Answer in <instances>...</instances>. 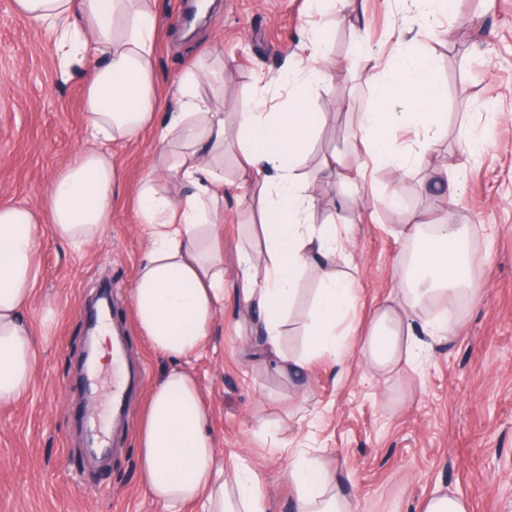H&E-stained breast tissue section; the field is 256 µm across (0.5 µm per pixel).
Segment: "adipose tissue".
<instances>
[{"mask_svg": "<svg viewBox=\"0 0 512 512\" xmlns=\"http://www.w3.org/2000/svg\"><path fill=\"white\" fill-rule=\"evenodd\" d=\"M17 12L53 29L62 65L94 60L84 87L87 149L52 178L44 206H0V404L22 399L38 369L37 345L23 313L37 297V234L40 225L75 247L91 243L112 221L115 189L122 174L104 143L130 140L159 127L161 139L175 138L182 153L163 155L140 181L139 224L147 251L132 288L136 324L159 353L183 358L206 342L224 304V255L218 226L224 184L214 173L226 143L243 161L242 180L253 187L248 208L258 215L257 239L265 256L239 255L236 297L257 313V354L294 376L327 356L345 367L351 355L366 366L390 372L400 361L418 365L423 341L414 324L418 307L442 304L430 324L439 335L454 326L451 304L473 293L470 278L471 229L465 224L406 225L414 244L400 287L371 314L358 343H350V313L356 301L351 273L333 269L328 259L344 255L348 229L314 221L316 188L345 177L340 160L323 156L312 176L300 168L306 145L317 131L312 112L314 86L329 72L321 36L309 38L305 66L285 70L287 102L267 109L249 107L226 124L223 102L205 98L200 87L208 73L189 72L178 90L176 111L157 120L161 90L155 78L158 18L153 0H15ZM447 97L429 56L402 53L386 68L369 111L361 113L353 140L356 158L408 176L415 161L433 150L442 125L437 111ZM418 129L401 152L388 146L390 132L402 125ZM179 186L160 190L161 179ZM319 286L309 308L303 349L286 353L282 328L308 270ZM285 478L296 493V512H353L336 491L333 472L309 450L286 449ZM138 469L143 485L166 512L193 503L201 512H265L259 475L237 454L217 452L200 389L184 369L171 368L151 388L138 438Z\"/></svg>", "mask_w": 512, "mask_h": 512, "instance_id": "1", "label": "adipose tissue"}]
</instances>
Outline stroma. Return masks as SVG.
I'll list each match as a JSON object with an SVG mask.
<instances>
[{
	"mask_svg": "<svg viewBox=\"0 0 512 512\" xmlns=\"http://www.w3.org/2000/svg\"><path fill=\"white\" fill-rule=\"evenodd\" d=\"M215 2L189 35L181 28L186 0H155L161 108H176L174 92L195 68L218 74V83L202 84L201 92L223 98L226 121L260 97L287 100L275 79L307 60L306 34L321 29L332 76L311 98L320 120L304 159L308 170L324 153L349 152L358 115L376 95L379 70L369 50L389 59L406 49L402 34L418 29L408 0H356L333 27L309 13L306 0ZM440 27L444 36L417 45L433 56L447 87L437 151L403 179L372 166L344 186L320 184L317 218L350 227L354 341L398 286L399 263L410 249L398 227L433 214L469 225L479 294L456 309L453 334L425 337L422 363L389 376L355 358L340 374L321 357L294 378L255 355V322L241 314L234 295L237 251L250 243L252 216L237 187V150L228 147L217 170L224 179V309L205 347L174 362L138 331L131 304L147 247L135 188L157 133L108 143L124 179L111 223L79 251L48 227L38 234L41 275L27 318L39 323L45 305L58 318L38 340L31 391L0 405V512H165L140 481L138 431L149 389L176 363L200 387L218 451L239 453L259 474L266 512H294L288 459L272 448L275 436L292 448L321 449L358 512H423L439 487L465 497L470 512H512V0H453ZM59 70L53 32L19 15L14 0H0V204L43 206L55 172L84 145V77L63 80ZM469 137L492 145L463 158ZM443 163L448 176L439 181L434 172ZM392 190L401 196L399 210L372 208L373 195ZM104 288L127 360L143 372L124 424L113 430L103 427L111 418V368L99 372L91 399L79 368L86 307Z\"/></svg>",
	"mask_w": 512,
	"mask_h": 512,
	"instance_id": "35a3bbf8",
	"label": "stroma"
}]
</instances>
